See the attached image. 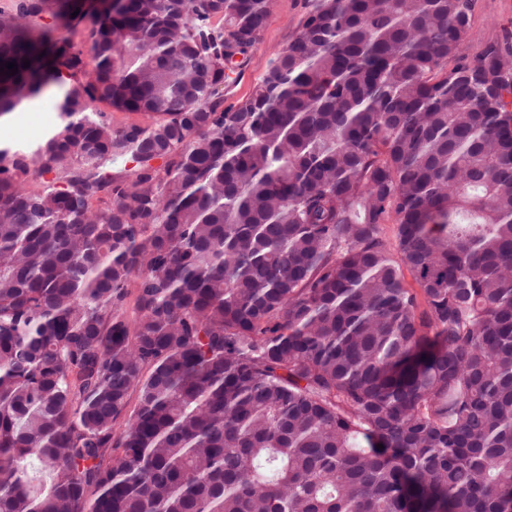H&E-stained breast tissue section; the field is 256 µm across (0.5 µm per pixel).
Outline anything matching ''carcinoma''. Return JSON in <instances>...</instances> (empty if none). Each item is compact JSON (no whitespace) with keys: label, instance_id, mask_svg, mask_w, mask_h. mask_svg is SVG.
<instances>
[{"label":"carcinoma","instance_id":"obj_1","mask_svg":"<svg viewBox=\"0 0 512 512\" xmlns=\"http://www.w3.org/2000/svg\"><path fill=\"white\" fill-rule=\"evenodd\" d=\"M271 2L0 17V512H512V50L315 0L226 107ZM36 23L42 26L55 27L60 39H65L77 45L86 55L90 54L91 41L88 35L89 24L87 21H83L77 28H74L73 24L67 26L55 18L52 12L47 11L42 15V18L37 19ZM69 82L63 85H51L50 89L40 96L39 113H26L27 118L9 128L10 142L24 146H36L59 123L55 101L62 94Z\"/></svg>","mask_w":512,"mask_h":512}]
</instances>
